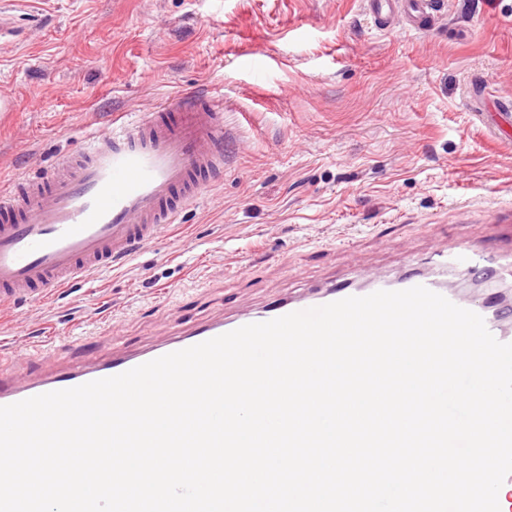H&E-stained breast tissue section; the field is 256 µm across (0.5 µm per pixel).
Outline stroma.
Masks as SVG:
<instances>
[{
	"mask_svg": "<svg viewBox=\"0 0 512 512\" xmlns=\"http://www.w3.org/2000/svg\"><path fill=\"white\" fill-rule=\"evenodd\" d=\"M433 28L377 29L363 0H0V188L88 148L123 114L224 101V175L121 264L0 316L51 342L33 378L309 298L352 275L428 271L464 238L512 251V0H435ZM480 27L471 36L472 27ZM462 269L468 302L512 297Z\"/></svg>",
	"mask_w": 512,
	"mask_h": 512,
	"instance_id": "35a3bbf8",
	"label": "stroma"
}]
</instances>
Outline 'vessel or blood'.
<instances>
[{
  "label": "vessel or blood",
  "instance_id": "obj_1",
  "mask_svg": "<svg viewBox=\"0 0 512 512\" xmlns=\"http://www.w3.org/2000/svg\"><path fill=\"white\" fill-rule=\"evenodd\" d=\"M379 24L394 19L429 25V0H367ZM224 105L199 91L162 101L138 120L100 135L89 151L0 191V312L28 299L46 300L86 281L96 270L130 257L180 223L188 203L224 170ZM481 254L468 241L436 251L434 271L395 281L371 280L369 292L423 286L446 294L448 271L473 265ZM346 281L302 303L283 302L259 314L266 322L356 295ZM241 320L198 326L163 346L79 365L33 380L0 364V405L73 388L241 327Z\"/></svg>",
  "mask_w": 512,
  "mask_h": 512
}]
</instances>
